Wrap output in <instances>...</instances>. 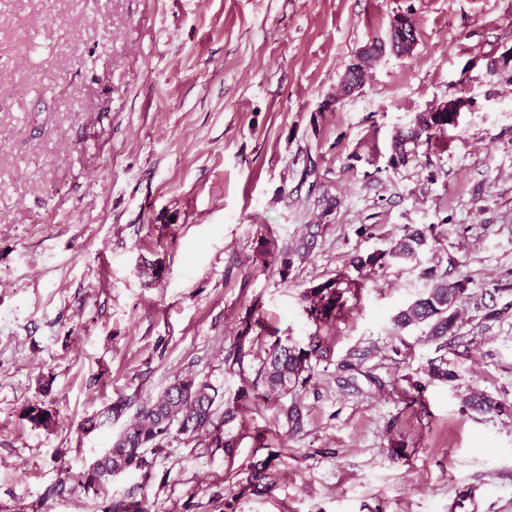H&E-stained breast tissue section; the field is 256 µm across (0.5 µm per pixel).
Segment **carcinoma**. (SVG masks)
<instances>
[{"label": "carcinoma", "mask_w": 512, "mask_h": 512, "mask_svg": "<svg viewBox=\"0 0 512 512\" xmlns=\"http://www.w3.org/2000/svg\"><path fill=\"white\" fill-rule=\"evenodd\" d=\"M417 41L416 24L408 14H399L390 24L388 39H372L362 46L340 79L342 94L349 95L361 88L373 63L386 51L398 55L412 53ZM458 112L449 106L440 111L430 110L418 113L408 127L397 132L392 139L389 163L393 167L405 166L416 158V149L421 139H430L448 127L456 125ZM324 225L307 224L305 232L281 251L279 274L288 278L295 261H303L313 253ZM427 245L426 231L419 227L407 226L399 240L390 248L375 250L367 254H356L350 260V267L356 271L365 268H384L393 263L416 261ZM427 288L421 297L400 310L393 318L396 331L409 327L425 328V335L431 340L448 345V337L456 336L458 322L464 308L474 303L475 293L471 281L462 278L448 281L446 275L431 269L427 273ZM360 291L365 281L339 272L307 291L308 315L316 322L336 319L342 310L339 303L343 290ZM331 350L320 336L310 338L307 346L298 347L275 339L267 349L252 382L254 398L268 402L274 398L306 388L311 381L314 367L312 362L327 361ZM223 399L218 389L208 380L193 374L176 378L157 396L144 402L133 418L113 438L112 445L95 464L83 473L84 485L89 488L103 486L110 477L130 469L146 466V449L159 448L172 432L187 440L201 436L210 438V445L229 448L232 442L224 440L221 424L216 422L217 402ZM467 403L477 412L502 414L504 404L482 394H473ZM128 410V402L120 397L110 404L106 411L87 420L86 429L94 430L119 420ZM282 416L288 427L297 432L303 427L301 406L294 401L283 409ZM24 417L35 426L48 427L53 422L51 412L39 403L29 405ZM106 512H146L138 500L123 498L114 500Z\"/></svg>", "instance_id": "1"}]
</instances>
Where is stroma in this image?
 <instances>
[{
    "label": "stroma",
    "instance_id": "obj_1",
    "mask_svg": "<svg viewBox=\"0 0 512 512\" xmlns=\"http://www.w3.org/2000/svg\"><path fill=\"white\" fill-rule=\"evenodd\" d=\"M406 11L412 54L337 98ZM460 97L457 125L390 167L394 132ZM330 198L314 254L281 277ZM408 225L429 229L416 263L363 272L335 321L308 317L310 287ZM431 267L497 318L466 309L444 347L394 332ZM510 282L512 0H0V512L127 496L149 512H512V412L464 402L512 409ZM273 334L322 336L332 357L257 404L246 380ZM442 360L450 378H431ZM184 374L237 406L231 447L173 434L148 468L81 484L123 427L85 421ZM295 399L298 432L280 414ZM35 402L52 427L25 419Z\"/></svg>",
    "mask_w": 512,
    "mask_h": 512
}]
</instances>
